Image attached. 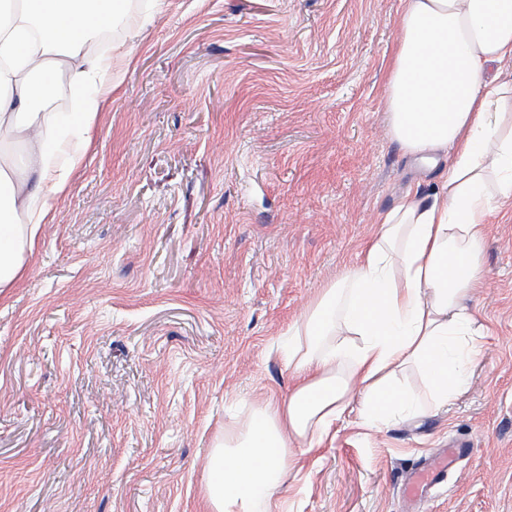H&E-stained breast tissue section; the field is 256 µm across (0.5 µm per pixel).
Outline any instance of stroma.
Returning a JSON list of instances; mask_svg holds the SVG:
<instances>
[{
  "label": "stroma",
  "mask_w": 512,
  "mask_h": 512,
  "mask_svg": "<svg viewBox=\"0 0 512 512\" xmlns=\"http://www.w3.org/2000/svg\"><path fill=\"white\" fill-rule=\"evenodd\" d=\"M401 0H140L112 93L0 297V512H208L229 417L287 397L276 347L377 216L438 171L381 104ZM487 328L449 408L303 457L283 512H512V210L490 218ZM470 448L420 496L410 473Z\"/></svg>",
  "instance_id": "35a3bbf8"
}]
</instances>
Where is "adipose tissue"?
Wrapping results in <instances>:
<instances>
[{"label": "adipose tissue", "mask_w": 512, "mask_h": 512, "mask_svg": "<svg viewBox=\"0 0 512 512\" xmlns=\"http://www.w3.org/2000/svg\"><path fill=\"white\" fill-rule=\"evenodd\" d=\"M128 0H21L0 12V136L25 151L0 165V293L13 287L70 170L51 149H88L112 64L89 55V33ZM91 88L62 126L43 113L55 76ZM383 106L409 155L451 161L430 191H407L378 232L288 329V398L264 400L225 426L206 464L209 512H280L297 456L321 447L349 408L376 428L442 409L471 387L485 328L469 302L484 286L490 215L512 205V0H402ZM416 369L427 396L400 377Z\"/></svg>", "instance_id": "1"}]
</instances>
